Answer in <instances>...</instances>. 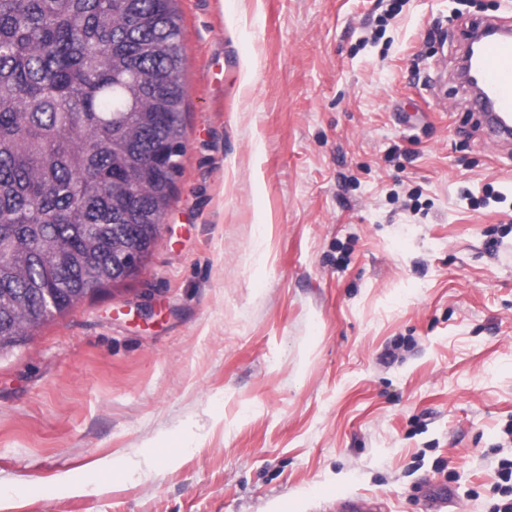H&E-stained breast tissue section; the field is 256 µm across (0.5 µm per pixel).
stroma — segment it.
I'll return each mask as SVG.
<instances>
[{"label": "stroma", "instance_id": "obj_1", "mask_svg": "<svg viewBox=\"0 0 512 512\" xmlns=\"http://www.w3.org/2000/svg\"><path fill=\"white\" fill-rule=\"evenodd\" d=\"M141 271L0 351V512H496L512 144L456 78L505 0H177Z\"/></svg>", "mask_w": 512, "mask_h": 512}]
</instances>
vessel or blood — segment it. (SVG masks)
Returning a JSON list of instances; mask_svg holds the SVG:
<instances>
[{
    "label": "vessel or blood",
    "instance_id": "obj_1",
    "mask_svg": "<svg viewBox=\"0 0 512 512\" xmlns=\"http://www.w3.org/2000/svg\"><path fill=\"white\" fill-rule=\"evenodd\" d=\"M492 31L475 60L489 99L472 96L471 106L479 112L486 124L490 142L512 136V127L503 126L501 116H512V19L507 17L485 19L472 24L468 35Z\"/></svg>",
    "mask_w": 512,
    "mask_h": 512
}]
</instances>
